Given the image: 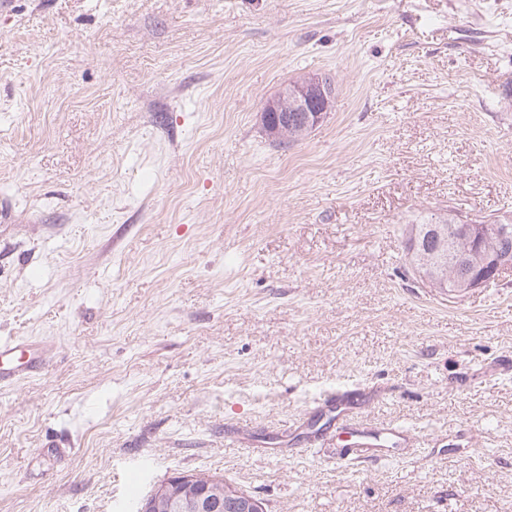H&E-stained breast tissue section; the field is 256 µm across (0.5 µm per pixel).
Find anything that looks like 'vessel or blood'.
I'll return each mask as SVG.
<instances>
[{
    "label": "vessel or blood",
    "mask_w": 512,
    "mask_h": 512,
    "mask_svg": "<svg viewBox=\"0 0 512 512\" xmlns=\"http://www.w3.org/2000/svg\"><path fill=\"white\" fill-rule=\"evenodd\" d=\"M45 344L31 340H0V388L17 385L44 362ZM331 430L347 438L334 452L336 464L345 470L385 461L393 448L408 446L410 434L403 428L377 431L358 418L345 393L336 391L323 397Z\"/></svg>",
    "instance_id": "obj_1"
}]
</instances>
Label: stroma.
<instances>
[{
  "instance_id": "35a3bbf8",
  "label": "stroma",
  "mask_w": 512,
  "mask_h": 512,
  "mask_svg": "<svg viewBox=\"0 0 512 512\" xmlns=\"http://www.w3.org/2000/svg\"><path fill=\"white\" fill-rule=\"evenodd\" d=\"M307 74L331 110L280 148ZM451 213L512 215V0H0V339L49 347L0 390V512L197 472L267 512H512V272L451 298L406 258ZM354 388L415 446L264 453ZM335 83L328 75L304 77L284 87L262 112V124L274 138L302 141L331 109Z\"/></svg>"
}]
</instances>
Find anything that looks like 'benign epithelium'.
<instances>
[{
    "label": "benign epithelium",
    "instance_id": "benign-epithelium-1",
    "mask_svg": "<svg viewBox=\"0 0 512 512\" xmlns=\"http://www.w3.org/2000/svg\"><path fill=\"white\" fill-rule=\"evenodd\" d=\"M335 83L328 75L304 77L284 87L262 112V124L274 138L302 141L331 109ZM485 245L493 255L479 264ZM415 274L450 297L482 289L512 269V216L491 223L454 221L448 231H434L407 252ZM265 512L264 502L226 482L203 480L198 473L177 474L158 484L140 512Z\"/></svg>",
    "mask_w": 512,
    "mask_h": 512
}]
</instances>
